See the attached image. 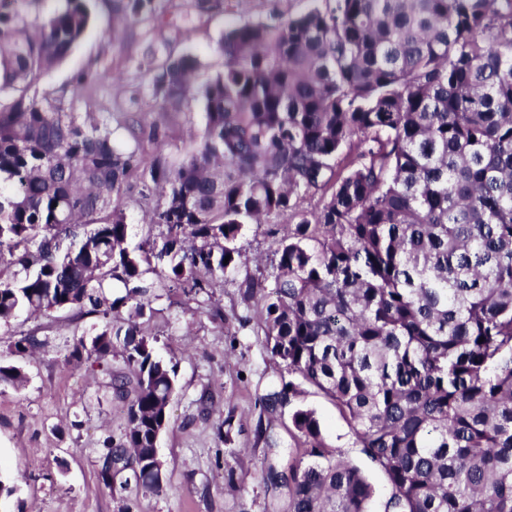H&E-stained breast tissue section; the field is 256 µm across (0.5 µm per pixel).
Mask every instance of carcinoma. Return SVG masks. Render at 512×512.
<instances>
[{
    "label": "carcinoma",
    "instance_id": "cac0c4a2",
    "mask_svg": "<svg viewBox=\"0 0 512 512\" xmlns=\"http://www.w3.org/2000/svg\"><path fill=\"white\" fill-rule=\"evenodd\" d=\"M11 2L0 0V90L13 92L0 108V322L103 320L70 356L126 405L104 483L129 470L161 488L177 372L139 323L155 290L211 296L237 270L244 226L282 218L292 229L273 287L247 272L239 291L263 302L266 347L291 375L262 403L293 407L309 443L264 477L288 486V512H512V0H321L226 30L224 69L201 87L194 56L159 62L148 48L162 108L196 96L205 108L199 145L176 166L166 130L146 135L141 194L162 190L150 220L161 246L148 250L128 248L120 197L140 136L128 149L95 113L30 94L88 29L86 0L34 28ZM140 20L158 21L153 0H121L113 34ZM316 194L321 205L302 209ZM114 281L124 295L106 293ZM116 353L126 369L112 368ZM25 382L0 365V385ZM306 386L349 421L388 497L375 501L361 468L322 445L315 412L295 404Z\"/></svg>",
    "mask_w": 512,
    "mask_h": 512
}]
</instances>
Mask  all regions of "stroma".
Here are the masks:
<instances>
[{
	"instance_id": "stroma-1",
	"label": "stroma",
	"mask_w": 512,
	"mask_h": 512,
	"mask_svg": "<svg viewBox=\"0 0 512 512\" xmlns=\"http://www.w3.org/2000/svg\"><path fill=\"white\" fill-rule=\"evenodd\" d=\"M314 0H222L220 8L200 9L196 0H155L163 25L132 23L112 39V0H90L91 25L66 59L50 69L31 90L63 111L96 113L119 142H131L132 128L165 123L171 163L195 147L190 132L204 126V104L192 100L162 111L152 77L138 62L146 47L158 52L190 51L199 62L196 85H204L223 68L217 45L232 24L294 16L314 7ZM287 225L249 224L238 241V272L227 275L214 305L185 302L178 291H162L152 304L148 329L158 356L177 370L178 395L170 424L158 450L163 461L162 489L139 486L131 472L104 485L102 459L113 435L126 426L125 411L113 401L106 377L88 364L69 358L73 343L91 339L103 322L74 310L45 318L20 315L0 324V363L22 366L28 381L21 389L0 386V481L9 486L0 496V512H287L286 487L264 483L269 444L287 467L303 447L291 423L290 408L264 410L259 402L281 379L285 366L274 360L263 339L261 305L243 302L238 283L243 271L270 263ZM47 344L45 352L23 357L10 346L26 333ZM299 405L315 411L321 439L361 467L377 497L389 484L354 446L346 419L335 404L307 389ZM231 419L230 438L218 431Z\"/></svg>"
}]
</instances>
